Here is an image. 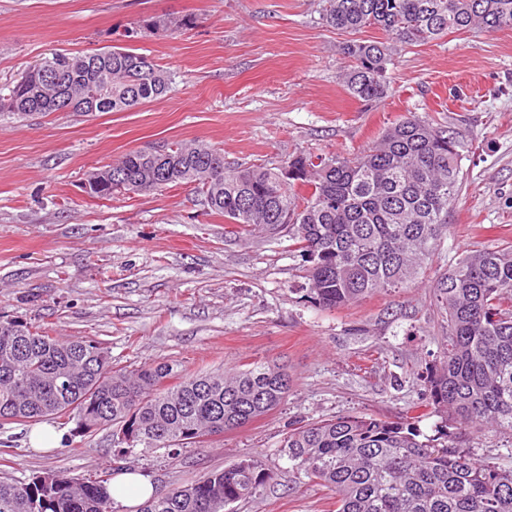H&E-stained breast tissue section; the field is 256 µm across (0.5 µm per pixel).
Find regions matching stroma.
Returning <instances> with one entry per match:
<instances>
[{
  "label": "stroma",
  "instance_id": "obj_1",
  "mask_svg": "<svg viewBox=\"0 0 512 512\" xmlns=\"http://www.w3.org/2000/svg\"><path fill=\"white\" fill-rule=\"evenodd\" d=\"M321 0H0V84L36 59L128 46L173 75L166 95L126 112L0 117V318L62 338L107 342L118 366L171 362L182 375L259 362L289 374L281 404L246 427L172 456L118 453L112 429L86 436L46 417L57 449L34 448L32 424L0 427V476L146 474L191 483L246 457L277 476L235 512H336V496L295 485L281 445L294 424L335 416L441 421L426 387L448 345L433 287L479 249L512 245V30L456 32L395 44L386 98L343 87L350 34ZM168 30L128 37L147 20ZM454 131L463 179L448 233L410 288L325 310L306 293L307 265L287 231L227 233L193 185L89 197V172L126 153L181 140L228 165L274 167L299 153L355 156L408 113Z\"/></svg>",
  "mask_w": 512,
  "mask_h": 512
}]
</instances>
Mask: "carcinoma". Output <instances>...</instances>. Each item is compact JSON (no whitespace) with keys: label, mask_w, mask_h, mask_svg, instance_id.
I'll return each instance as SVG.
<instances>
[{"label":"carcinoma","mask_w":512,"mask_h":512,"mask_svg":"<svg viewBox=\"0 0 512 512\" xmlns=\"http://www.w3.org/2000/svg\"><path fill=\"white\" fill-rule=\"evenodd\" d=\"M323 19L348 34L376 28L387 41L352 40L341 77L372 103L390 88L388 41L426 44L454 32L512 29V0H324ZM171 74L130 48L54 52L0 86V115L125 112L161 97ZM460 145L447 128L404 117L372 149L315 164L298 154L279 166L224 165L200 143L133 151L87 182L92 198L121 194L115 177L143 192L194 184L231 232L286 228L309 263V297L326 309L415 280L448 233L462 182ZM449 348L426 377L435 404L466 427L512 436V245L465 255L436 282ZM290 389L281 368L254 363L230 376L184 377L168 362L131 371L98 340H63L41 327L0 320V426L54 416L86 435L112 425L117 441L178 453L212 432L243 427ZM405 422L337 416L299 426L283 440L294 483L336 494V512H512V468L502 470L445 432L418 440ZM274 479L259 458L160 490L140 512H226ZM0 512H115L108 480L34 474L0 477Z\"/></svg>","instance_id":"cac0c4a2"}]
</instances>
